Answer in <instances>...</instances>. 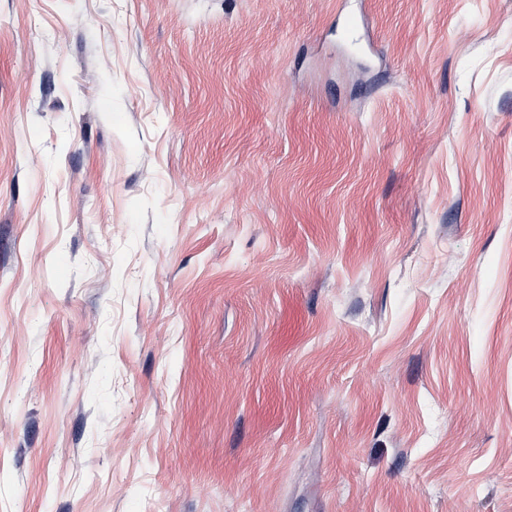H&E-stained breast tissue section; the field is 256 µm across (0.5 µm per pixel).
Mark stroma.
I'll list each match as a JSON object with an SVG mask.
<instances>
[{"mask_svg": "<svg viewBox=\"0 0 512 512\" xmlns=\"http://www.w3.org/2000/svg\"><path fill=\"white\" fill-rule=\"evenodd\" d=\"M0 512H512V0H0Z\"/></svg>", "mask_w": 512, "mask_h": 512, "instance_id": "obj_1", "label": "stroma"}]
</instances>
